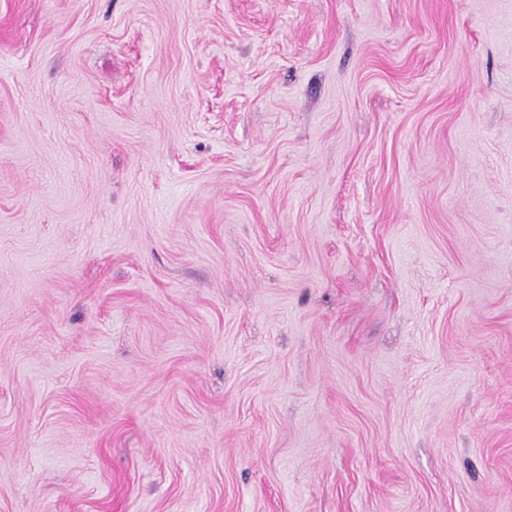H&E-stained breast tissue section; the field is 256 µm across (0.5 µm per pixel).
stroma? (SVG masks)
Returning <instances> with one entry per match:
<instances>
[{"mask_svg": "<svg viewBox=\"0 0 512 512\" xmlns=\"http://www.w3.org/2000/svg\"><path fill=\"white\" fill-rule=\"evenodd\" d=\"M0 512H512V0H0Z\"/></svg>", "mask_w": 512, "mask_h": 512, "instance_id": "1", "label": "stroma"}]
</instances>
